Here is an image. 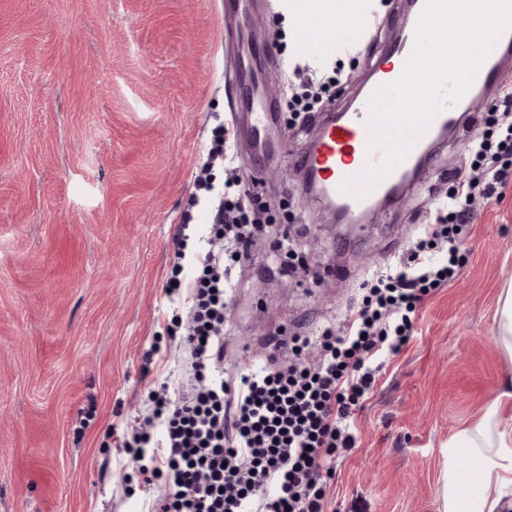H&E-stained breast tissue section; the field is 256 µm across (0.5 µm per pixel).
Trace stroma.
I'll return each mask as SVG.
<instances>
[{"label":"stroma","instance_id":"35a3bbf8","mask_svg":"<svg viewBox=\"0 0 512 512\" xmlns=\"http://www.w3.org/2000/svg\"><path fill=\"white\" fill-rule=\"evenodd\" d=\"M364 9L363 33L336 63L335 108L359 96L369 52L406 16L405 0ZM250 14L259 23L241 34L271 79L282 144L260 157L236 142L235 172L272 222L233 274L228 382L261 355H287L293 336L338 326L364 280L408 253L500 96L436 145L400 201L334 225L300 182L285 190L269 177L297 169L324 117L288 126L289 97L324 66L297 51L280 0H256ZM225 66L224 0H0V512H147L160 494L141 486L114 434L148 411L150 387L184 373L170 334L185 300L165 294L177 227L188 214L191 239L208 234L211 214L193 194L211 131L248 124ZM460 252L459 277L427 299L358 414L329 512H441L449 437L512 376L494 341L512 281V183L475 212Z\"/></svg>","mask_w":512,"mask_h":512}]
</instances>
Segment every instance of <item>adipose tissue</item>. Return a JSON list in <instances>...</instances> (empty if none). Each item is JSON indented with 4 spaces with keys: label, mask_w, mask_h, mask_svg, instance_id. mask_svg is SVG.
I'll return each mask as SVG.
<instances>
[{
    "label": "adipose tissue",
    "mask_w": 512,
    "mask_h": 512,
    "mask_svg": "<svg viewBox=\"0 0 512 512\" xmlns=\"http://www.w3.org/2000/svg\"><path fill=\"white\" fill-rule=\"evenodd\" d=\"M512 378L486 406L479 421L461 428L448 439V470L442 512H512ZM466 454L481 478V491L461 496L457 480L459 454ZM495 494H487L486 485Z\"/></svg>",
    "instance_id": "obj_1"
}]
</instances>
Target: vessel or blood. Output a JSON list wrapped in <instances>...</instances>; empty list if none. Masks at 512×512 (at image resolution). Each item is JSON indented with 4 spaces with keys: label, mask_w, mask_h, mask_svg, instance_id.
<instances>
[{
    "label": "vessel or blood",
    "mask_w": 512,
    "mask_h": 512,
    "mask_svg": "<svg viewBox=\"0 0 512 512\" xmlns=\"http://www.w3.org/2000/svg\"><path fill=\"white\" fill-rule=\"evenodd\" d=\"M425 5L426 0H408L409 16L397 40L370 62V80L360 98L349 106L329 111L311 148L299 161L316 196L325 204L335 205L340 223H358L360 218L374 213L379 200L395 197L406 178L427 163V149L440 133L459 130L462 117L471 110L473 102L496 86L503 59L512 55V31H508L500 36L479 67L465 96L436 114L420 130L403 162L374 188H367L363 173L368 164L381 158L380 150L371 146L373 123L369 101L378 87L396 82L402 76L405 61L413 49L417 21ZM243 99L255 118L251 127L254 147L266 153L275 151L277 138L273 129L277 114L265 98L259 80H252L245 88Z\"/></svg>",
    "instance_id": "vessel-or-blood-1"
}]
</instances>
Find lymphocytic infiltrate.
Returning <instances> with one entry per match:
<instances>
[{
	"label": "lymphocytic infiltrate",
	"mask_w": 512,
	"mask_h": 512,
	"mask_svg": "<svg viewBox=\"0 0 512 512\" xmlns=\"http://www.w3.org/2000/svg\"><path fill=\"white\" fill-rule=\"evenodd\" d=\"M494 128L473 140L455 168L434 223L407 258L375 274L361 302L336 329L303 339L295 357L275 359L224 383V309L231 267L248 259V191L236 174L214 184L201 171L196 188L211 209L204 245L185 252L180 235L167 295H185L180 320L186 371L150 391L153 407L118 436L135 456L144 487L161 485L151 512H325L327 482L340 453L356 445V418L377 380L415 332L427 297L460 272L459 230L499 200L512 169V96L492 113ZM191 276H184V269Z\"/></svg>",
	"instance_id": "lymphocytic-infiltrate-1"
}]
</instances>
